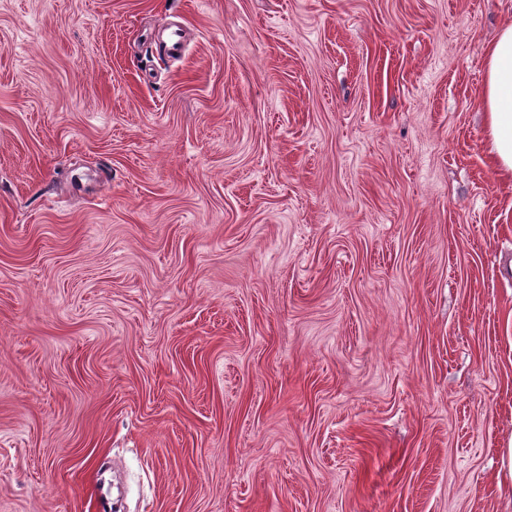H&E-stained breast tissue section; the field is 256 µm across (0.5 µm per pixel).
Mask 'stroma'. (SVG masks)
Instances as JSON below:
<instances>
[{
  "label": "stroma",
  "mask_w": 512,
  "mask_h": 512,
  "mask_svg": "<svg viewBox=\"0 0 512 512\" xmlns=\"http://www.w3.org/2000/svg\"><path fill=\"white\" fill-rule=\"evenodd\" d=\"M510 22L0 0V512H512ZM481 97L485 130L497 168L512 172V24L501 27L486 50Z\"/></svg>",
  "instance_id": "35a3bbf8"
}]
</instances>
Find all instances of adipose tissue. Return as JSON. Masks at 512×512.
<instances>
[{
    "label": "adipose tissue",
    "instance_id": "1",
    "mask_svg": "<svg viewBox=\"0 0 512 512\" xmlns=\"http://www.w3.org/2000/svg\"><path fill=\"white\" fill-rule=\"evenodd\" d=\"M481 104L497 168L512 172V24L502 26L486 50Z\"/></svg>",
    "mask_w": 512,
    "mask_h": 512
}]
</instances>
